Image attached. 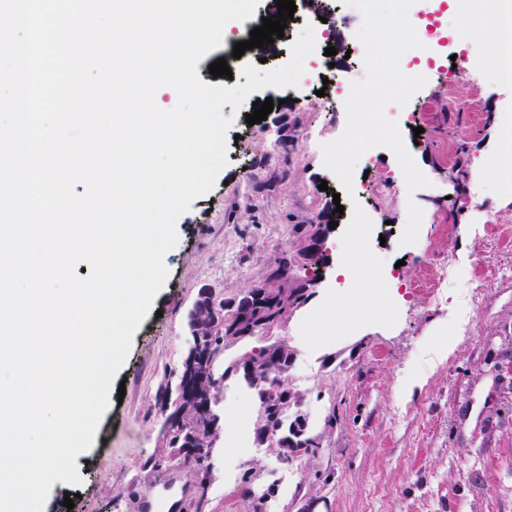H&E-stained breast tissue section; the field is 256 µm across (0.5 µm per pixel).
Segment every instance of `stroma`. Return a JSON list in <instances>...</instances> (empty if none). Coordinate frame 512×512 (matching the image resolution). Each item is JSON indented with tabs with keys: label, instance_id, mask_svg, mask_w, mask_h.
<instances>
[{
	"label": "stroma",
	"instance_id": "stroma-1",
	"mask_svg": "<svg viewBox=\"0 0 512 512\" xmlns=\"http://www.w3.org/2000/svg\"><path fill=\"white\" fill-rule=\"evenodd\" d=\"M330 3L348 17L331 40L335 76L362 79L364 65L350 53L362 17L343 0ZM298 4L283 38L261 55L233 60L234 79L259 57L270 68L289 59L303 26L320 17L307 0ZM488 40L482 26L466 42L449 40L457 68L433 74L405 107L406 122L421 130L412 159L431 182L413 192L397 158L379 148L359 160L354 197L342 195L319 151L347 126L335 86L321 97L306 89L293 102L286 90H259L257 99L277 105L251 126L252 102L238 110L223 106V116L235 119L229 132L237 137L227 145V164L213 189L177 220L179 243L163 257L168 278L113 379L109 407L78 465L81 484L54 483L43 512H142L168 479L176 491L159 512H191L198 494L193 461L158 471L145 467L164 446V396L175 392L186 356L188 313L202 287L229 299L264 283L282 253L297 252L323 212L335 223L325 241L330 263L314 296L273 332L294 353L289 382L302 399L306 431L321 447L287 463L258 442L240 447L242 430L257 425L259 403L243 381L228 377L215 410L230 426L215 443L203 512H245L241 490L251 471L254 487L274 488L266 512H512V197L501 196L491 170L498 117L512 110V85L478 66ZM480 166L488 172L478 180ZM376 179L399 188L378 197L372 193ZM357 199L373 222L370 246L383 262L398 320L390 328L363 327L311 353L299 326L337 286L341 236ZM412 203L423 218L416 243L404 246ZM488 219L501 235L485 234ZM431 272L444 277L436 296L419 286ZM442 327L455 334L457 345L440 363L434 344ZM411 373L425 374L427 382L400 396L397 381ZM69 493L76 496L70 508L64 505Z\"/></svg>",
	"mask_w": 512,
	"mask_h": 512
}]
</instances>
